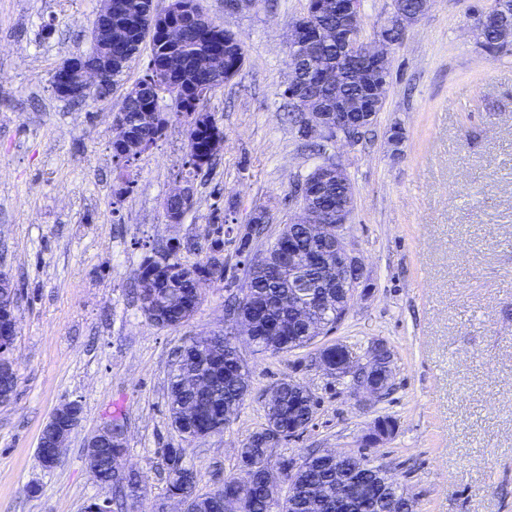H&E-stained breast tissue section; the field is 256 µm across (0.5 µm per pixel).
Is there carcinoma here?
I'll use <instances>...</instances> for the list:
<instances>
[{
  "instance_id": "1",
  "label": "carcinoma",
  "mask_w": 512,
  "mask_h": 512,
  "mask_svg": "<svg viewBox=\"0 0 512 512\" xmlns=\"http://www.w3.org/2000/svg\"><path fill=\"white\" fill-rule=\"evenodd\" d=\"M192 2L197 22L184 33L185 45L176 63V78L184 86L227 82L235 77L244 63L242 41L202 18L200 0ZM121 11L124 17L138 25L122 30L112 44L114 66L112 75L106 78L110 86L122 74L124 64L140 52L145 39H150L151 57L164 54V45L151 35V27L147 25L151 13L149 0H122ZM474 28L480 45L489 52H499L512 43V33L499 35L496 29L479 18L475 19ZM300 52L307 57L309 68L315 71L336 66V49L332 45H323L316 50L302 48ZM201 54L211 58L210 69L196 68L197 56ZM360 80V71L349 67L345 69L341 86L322 88L320 92L329 99L336 98L338 92L351 94ZM173 99L175 114L187 119V174L194 176L213 158L208 152L210 138L224 134V130L205 111L203 102L186 106L178 96ZM152 106L159 107L155 95L137 85L127 92L118 109L138 142L155 143L163 136L164 128L148 120L147 112ZM162 273L160 280L151 256H145L134 288L139 310L147 320L160 327L181 325L194 315L201 303V280L224 279V270L210 269L202 259L186 265L177 258L169 262ZM323 292L325 298L314 311V320L333 329L343 320L345 310L343 305L336 304V289L325 288ZM240 293L237 310L250 314L255 332L253 346L257 350L279 355L309 344V338L303 336L306 301L288 287V277L281 273L273 259H268L265 270L248 267ZM207 342L205 336L190 339L170 377L169 419L172 427L187 441L223 431L229 420L226 413L244 401L241 392L249 379V371L239 372L227 340H222L217 349L207 350L203 355L201 351L206 350ZM189 376L206 378L207 388L195 391L184 386L183 381ZM277 387V395L265 404V427L276 428L285 436L297 424L308 428L312 421L310 399L288 381L277 383ZM125 453L126 445L118 438L112 440V447L96 450L94 480L101 489L109 490L112 512H125L123 490L127 486H134V493L141 490L139 480L114 469V462ZM185 453L184 448L165 449L167 493H188L186 512H224L227 499L237 501L242 512H269V504L274 500L278 503V512H336V500L352 483L360 486L361 492L356 498L357 507L350 512H414V504L397 494V484L392 477L381 466L370 464L364 453L339 463L332 456L314 452L297 465L293 460L285 459L281 465L295 466L289 485H271L266 478L269 469L267 442L262 432L257 431L239 453L241 474L224 478L220 485L206 492L198 490L197 474L185 464Z\"/></svg>"
}]
</instances>
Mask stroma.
Wrapping results in <instances>:
<instances>
[{
  "mask_svg": "<svg viewBox=\"0 0 512 512\" xmlns=\"http://www.w3.org/2000/svg\"><path fill=\"white\" fill-rule=\"evenodd\" d=\"M433 0L390 49L384 108L358 142L331 141L356 192L344 229L367 281L341 324L284 355L240 342L250 393L223 432L192 443L168 416L173 352L193 336L225 330L224 303L246 275L237 241L224 242L223 284L205 288L186 323L160 328L130 290L144 256L174 245L187 264L217 227L244 233L253 212L271 221L251 251L263 253L299 204L294 185L321 162L288 120V27L308 0H256L228 14L201 0L207 17L236 34L245 60L206 110L224 142L193 180L195 204L167 223L163 202L185 174L186 124L118 171L110 115L147 71L142 45L97 101L58 98L50 77L93 49L100 0H0V267L19 290L11 350L20 381L0 404V512H83L100 495L84 442L113 417L126 429L125 470L143 492L126 512H152L166 496L168 448H186L200 490L239 471L237 450L266 423L264 398L280 380L311 389L318 404L299 437L270 462L311 450L367 452L387 467L416 512H512V49L487 52L471 35L475 6ZM400 126V144L389 140ZM129 188L116 194L119 179ZM391 351L392 388L366 405L351 377L326 375L315 358L341 343L365 357ZM83 412L59 463L43 468L39 435L58 405ZM394 434L361 447L377 417Z\"/></svg>",
  "mask_w": 512,
  "mask_h": 512,
  "instance_id": "1",
  "label": "stroma"
}]
</instances>
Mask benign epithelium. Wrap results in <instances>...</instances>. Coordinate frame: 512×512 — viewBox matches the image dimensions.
<instances>
[{
  "label": "benign epithelium",
  "mask_w": 512,
  "mask_h": 512,
  "mask_svg": "<svg viewBox=\"0 0 512 512\" xmlns=\"http://www.w3.org/2000/svg\"><path fill=\"white\" fill-rule=\"evenodd\" d=\"M430 0H422L420 11L410 16L404 12H394L390 23L405 30L414 25L427 11ZM113 0H101L93 26L92 39L94 49L89 54L76 53L67 57L56 69L58 78L55 92L62 98L79 97L88 93L96 83H103L104 76L112 73V42L115 37L112 26ZM333 14L339 19L334 27L325 28L319 18ZM362 3L361 0H313V7L288 29V48L300 45L317 46L321 42L336 45V63H345L349 67H358L367 60L364 88L352 96H336L332 102L316 96L303 94V86L311 78L318 79L325 86L338 85L341 82V69L322 68L313 73L306 71L301 60L288 63V98L293 100L302 112L301 125L313 133L326 138L353 141V134L364 128V123L372 120L382 100L386 97L391 79L392 62L390 47L392 41L383 35L366 44L361 40ZM158 33L162 39L174 46L180 45L183 36V22H160ZM116 136L112 149L123 154L141 155L144 145L133 149L126 148L125 127L114 123ZM345 187L340 198L336 199V212L331 213L315 203V199L325 193L331 183ZM193 181L182 179L180 185L168 196L167 201L179 199L184 203L193 201ZM300 213L293 223L303 224L308 234L327 243L328 248L312 255L300 252L293 239L277 238L273 248L280 256L282 271L288 273L291 287L302 289L304 298L313 297V284L302 277L308 264L326 269L335 280L336 287L342 288L348 300H353L358 288L364 282V269L361 262L349 250L343 230L354 208V189L344 180L340 163H327L301 183ZM18 302L9 307L8 320L0 322V335L15 336L19 332ZM226 321L235 336H251V322L242 314H228ZM341 351V347H336ZM343 352V351H341ZM331 376L354 377V387L360 396L374 400L384 392L392 378V369L386 347L382 342L371 344L366 359L356 360L352 354L343 352V358L336 364L325 365ZM77 403L65 401L53 412L43 427L38 446V460L46 469H51L60 460L64 444L79 424L76 413ZM113 424L109 423L87 437L85 447L100 448L112 443ZM392 435L381 423L375 421L362 436L365 447H373L379 441Z\"/></svg>",
  "instance_id": "7a95c632"
}]
</instances>
